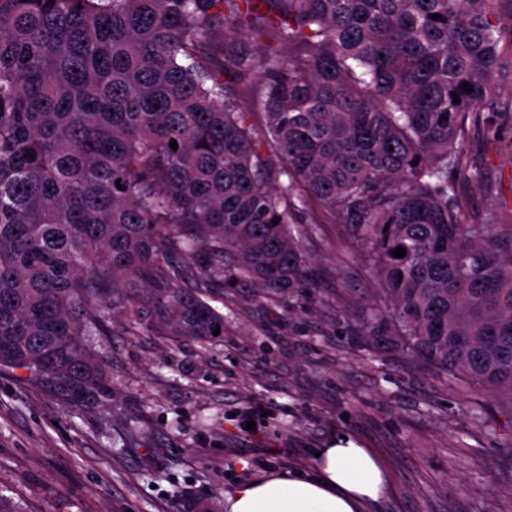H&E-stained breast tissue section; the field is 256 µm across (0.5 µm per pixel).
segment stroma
Masks as SVG:
<instances>
[{
    "mask_svg": "<svg viewBox=\"0 0 512 512\" xmlns=\"http://www.w3.org/2000/svg\"><path fill=\"white\" fill-rule=\"evenodd\" d=\"M479 110L466 144L479 179L458 199L469 223L512 224L511 49ZM292 218L305 286L276 299L213 287L220 341L176 344L115 317L92 339L111 381L80 405L0 367V494L23 512H228L227 490L314 474L317 451L348 435L387 474L364 512H512V405L363 336L382 299L365 250L317 203Z\"/></svg>",
    "mask_w": 512,
    "mask_h": 512,
    "instance_id": "35a3bbf8",
    "label": "stroma"
}]
</instances>
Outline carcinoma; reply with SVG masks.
<instances>
[{
	"instance_id": "obj_1",
	"label": "carcinoma",
	"mask_w": 512,
	"mask_h": 512,
	"mask_svg": "<svg viewBox=\"0 0 512 512\" xmlns=\"http://www.w3.org/2000/svg\"><path fill=\"white\" fill-rule=\"evenodd\" d=\"M501 2L0 0V366L80 402L117 315L219 340L207 285L301 287L312 199L369 249L389 307L364 334L512 405V225L455 204ZM253 73L262 139L227 92Z\"/></svg>"
}]
</instances>
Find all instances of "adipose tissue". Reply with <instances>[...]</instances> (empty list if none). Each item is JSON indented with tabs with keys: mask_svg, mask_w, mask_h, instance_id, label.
<instances>
[{
	"mask_svg": "<svg viewBox=\"0 0 512 512\" xmlns=\"http://www.w3.org/2000/svg\"><path fill=\"white\" fill-rule=\"evenodd\" d=\"M385 491L379 460L348 436L321 449L314 475L285 474L237 486L229 512H362Z\"/></svg>",
	"mask_w": 512,
	"mask_h": 512,
	"instance_id": "1",
	"label": "adipose tissue"
}]
</instances>
